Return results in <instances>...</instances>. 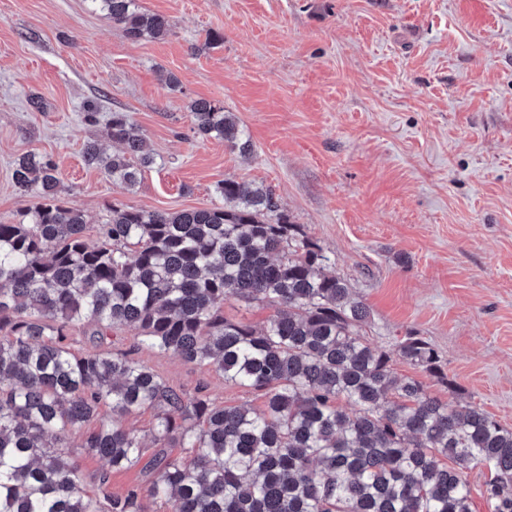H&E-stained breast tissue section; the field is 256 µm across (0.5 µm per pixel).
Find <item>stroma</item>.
Instances as JSON below:
<instances>
[{"label": "stroma", "instance_id": "35a3bbf8", "mask_svg": "<svg viewBox=\"0 0 512 512\" xmlns=\"http://www.w3.org/2000/svg\"><path fill=\"white\" fill-rule=\"evenodd\" d=\"M139 5L169 19L168 37L129 39L87 0H0V221L38 202L11 182L30 151L57 162L65 201L92 229L115 205L200 209L220 204L224 180L269 186L362 296L370 343L423 336L453 382L425 378L431 394L512 427V0ZM213 32L223 39L207 44ZM197 99L235 116L250 158L193 133ZM116 112L157 158L130 190L82 158L90 141L116 152ZM71 336L76 350L130 354L216 404H263L209 367L139 345L133 328ZM77 461L86 481L109 473L118 496L150 479L82 451Z\"/></svg>", "mask_w": 512, "mask_h": 512}]
</instances>
